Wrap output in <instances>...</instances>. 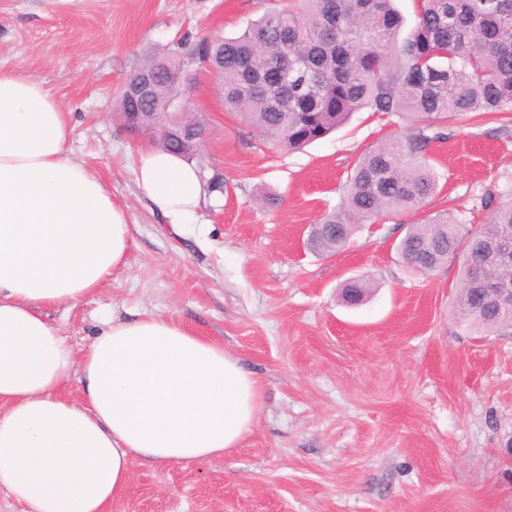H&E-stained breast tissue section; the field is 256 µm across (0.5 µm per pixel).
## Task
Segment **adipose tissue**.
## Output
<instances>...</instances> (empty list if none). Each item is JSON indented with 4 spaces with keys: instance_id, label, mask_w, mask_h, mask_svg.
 <instances>
[{
    "instance_id": "obj_1",
    "label": "adipose tissue",
    "mask_w": 512,
    "mask_h": 512,
    "mask_svg": "<svg viewBox=\"0 0 512 512\" xmlns=\"http://www.w3.org/2000/svg\"><path fill=\"white\" fill-rule=\"evenodd\" d=\"M44 82L0 69V490L31 512H105L133 460L166 466L242 447L263 383L172 318L111 317L84 354L45 316L96 295L127 263L126 209L68 146ZM135 180L167 223L207 195L195 163L138 151ZM81 384L80 400L64 390Z\"/></svg>"
}]
</instances>
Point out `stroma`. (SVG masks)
Instances as JSON below:
<instances>
[{"mask_svg": "<svg viewBox=\"0 0 512 512\" xmlns=\"http://www.w3.org/2000/svg\"><path fill=\"white\" fill-rule=\"evenodd\" d=\"M278 0H0V68L41 79L71 114L69 146L127 207L126 265L98 294L50 320L76 349L105 318H173L222 343L264 383L243 447L192 464H132L107 512H512V336H481L454 316L459 263L421 275L397 250L419 215L472 225L481 199L512 192V111L450 122L428 156L440 190L422 214L366 225L319 254L308 225L398 117L356 113L291 151L226 111L199 71L189 110L205 127L197 164L219 179L194 223H165L139 193L134 156L149 144L114 118L117 92L147 56L181 40L235 37ZM279 204H264L265 196ZM373 285L361 306L343 282Z\"/></svg>", "mask_w": 512, "mask_h": 512, "instance_id": "stroma-1", "label": "stroma"}]
</instances>
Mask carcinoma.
I'll use <instances>...</instances> for the list:
<instances>
[{
  "label": "carcinoma",
  "instance_id": "carcinoma-1",
  "mask_svg": "<svg viewBox=\"0 0 512 512\" xmlns=\"http://www.w3.org/2000/svg\"><path fill=\"white\" fill-rule=\"evenodd\" d=\"M415 13L416 24L403 37L394 0H289L237 37L150 56L126 86L143 72L164 85L190 60L208 58L224 89L225 109L290 150L325 138L362 110L406 119L404 137L380 141L354 162L340 205L318 222L311 249L333 255L361 225L392 212H417L439 192L426 150L446 138L450 119L512 109V0H415ZM115 111L154 108L125 90ZM154 139L163 150L187 156L186 137L156 133ZM481 206L491 212L488 223L473 229L452 216L424 218L408 225L399 249L420 272L460 259L456 319L491 335L512 331V320L479 308L473 271L482 267L492 278L512 281V263L488 247L512 238V200L490 194ZM370 290V282L350 278L341 296L347 302Z\"/></svg>",
  "mask_w": 512,
  "mask_h": 512
}]
</instances>
